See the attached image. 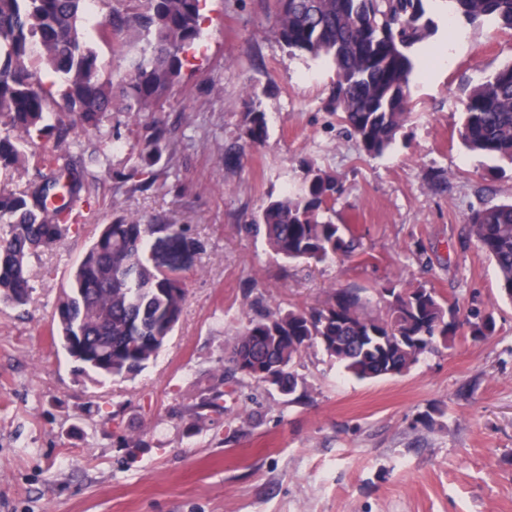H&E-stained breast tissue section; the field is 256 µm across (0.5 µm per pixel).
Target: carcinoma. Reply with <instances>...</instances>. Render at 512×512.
Here are the masks:
<instances>
[{
	"label": "carcinoma",
	"instance_id": "1",
	"mask_svg": "<svg viewBox=\"0 0 512 512\" xmlns=\"http://www.w3.org/2000/svg\"><path fill=\"white\" fill-rule=\"evenodd\" d=\"M206 0H0V174L28 169L25 150L52 133L60 143L98 130L109 113L154 110L190 64L202 38ZM430 0H276L270 33L289 51L326 58L335 68L328 106L363 151L382 156L412 110L410 86L418 49L436 32ZM448 15L468 24L512 30V0H445ZM100 10L99 39L122 54L126 39L142 43L119 80L104 76L97 51L80 27ZM58 76L51 90L41 74ZM464 147L512 165V63L473 86L461 100ZM251 145L267 137L265 114H246ZM38 179L0 189V301L21 307L33 293L29 260L73 230L74 207L91 195L85 172L45 156ZM343 192L335 175L305 163L297 193L269 197L249 229L264 234L284 260L323 262L360 246L348 224L327 213ZM174 224H142L117 216L102 226L58 297L53 334L80 371L101 377L136 373L153 360L182 316L186 288L175 271L144 258L147 238ZM468 235L494 262L502 294L512 301V202L482 206L468 218ZM380 295L371 306L355 288H333L310 309H269L243 326L230 350L232 372L269 386L281 374L296 387L292 368L302 353L321 348L358 379L402 375L461 332L476 340L495 334L491 311L463 308L423 286ZM85 338L87 349L71 342Z\"/></svg>",
	"mask_w": 512,
	"mask_h": 512
}]
</instances>
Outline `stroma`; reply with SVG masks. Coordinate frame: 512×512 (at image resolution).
<instances>
[{
	"mask_svg": "<svg viewBox=\"0 0 512 512\" xmlns=\"http://www.w3.org/2000/svg\"><path fill=\"white\" fill-rule=\"evenodd\" d=\"M274 11L207 0L195 57L158 110L79 135L71 153L94 178L79 229L32 257L29 305L0 302V512H512V302L467 237L473 210L512 199V166L458 137L460 99L512 61V31L466 24L452 41L434 12L433 41L454 54L415 77L407 125L374 158L327 107L333 65L278 42ZM253 109L268 128L258 146L245 136ZM152 125L168 147L137 189L127 175ZM305 161L342 180L331 216L361 250L289 264L247 231L269 196L301 187ZM118 215L183 228L186 304L146 369L97 383L53 340L51 315ZM389 282L494 310L497 333L456 338L400 376L358 380L312 348L294 394L228 380L231 346L263 309L340 287L375 302ZM220 385L233 392L223 411L194 418Z\"/></svg>",
	"mask_w": 512,
	"mask_h": 512,
	"instance_id": "35a3bbf8",
	"label": "stroma"
}]
</instances>
